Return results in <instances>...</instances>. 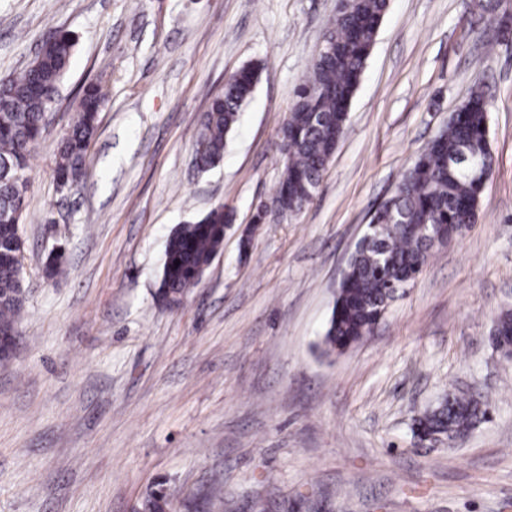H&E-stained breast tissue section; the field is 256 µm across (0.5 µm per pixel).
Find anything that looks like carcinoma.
<instances>
[{
    "label": "carcinoma",
    "mask_w": 512,
    "mask_h": 512,
    "mask_svg": "<svg viewBox=\"0 0 512 512\" xmlns=\"http://www.w3.org/2000/svg\"><path fill=\"white\" fill-rule=\"evenodd\" d=\"M387 7L388 0H340L324 38L325 45L336 47V59L315 60L294 90L281 138V143L288 144V158L276 190L294 211H301L312 201L344 132L352 98ZM75 46L74 38L60 31L55 40L40 45L23 71L0 83L1 211L23 213L31 153L43 138L44 114L59 95ZM258 78L259 67L250 65L212 97L194 150L198 170L207 171L223 158L239 112ZM105 100L102 82L84 87L75 109L76 119L57 147L55 176L60 185L71 188L81 182L97 115ZM474 160L480 162L482 172L493 170L487 101L480 85L471 90L457 119L428 142L391 196L373 211V239L356 249L348 261L322 338L325 352H344L369 335L397 291L421 273L435 239L444 233L456 238L475 223L486 180L470 173ZM231 221L232 215L219 205L172 231L157 291L160 300L178 298L200 282L199 272L221 250ZM14 240L15 233L0 222V332L16 328L23 305ZM496 325L501 335L499 344L512 347V311H502ZM486 414L479 402L450 394L416 418L414 427L420 434L453 441ZM168 504V494L161 489L146 497L141 508L143 512H165Z\"/></svg>",
    "instance_id": "carcinoma-1"
}]
</instances>
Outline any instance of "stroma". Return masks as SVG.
Returning a JSON list of instances; mask_svg holds the SVG:
<instances>
[{
	"mask_svg": "<svg viewBox=\"0 0 512 512\" xmlns=\"http://www.w3.org/2000/svg\"><path fill=\"white\" fill-rule=\"evenodd\" d=\"M337 0H0V80L49 29L76 39L28 171L24 304L0 363V512H512V0H389L343 136L312 202L269 210L293 91ZM260 80L210 172L192 156L210 98ZM107 97L78 187L57 145L80 90ZM483 85L495 166L478 219L435 249L374 332L321 338L373 209ZM224 206L233 225L201 282L157 297L166 240ZM66 249L64 271L44 263ZM489 414L419 444L448 392Z\"/></svg>",
	"mask_w": 512,
	"mask_h": 512,
	"instance_id": "stroma-1",
	"label": "stroma"
}]
</instances>
